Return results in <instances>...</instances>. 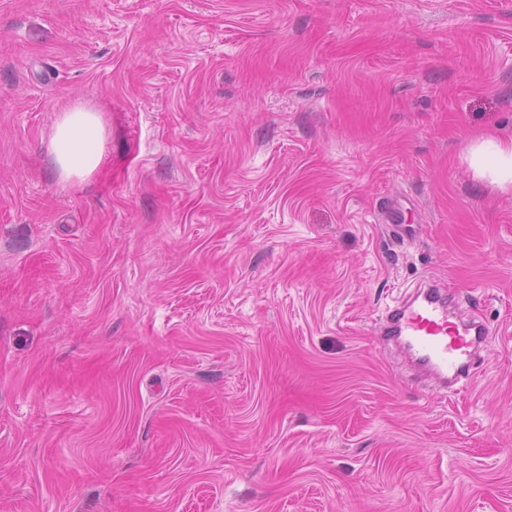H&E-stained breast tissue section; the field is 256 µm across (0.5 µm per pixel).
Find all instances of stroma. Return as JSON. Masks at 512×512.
<instances>
[{"mask_svg":"<svg viewBox=\"0 0 512 512\" xmlns=\"http://www.w3.org/2000/svg\"><path fill=\"white\" fill-rule=\"evenodd\" d=\"M490 136L512 0H0V512H512ZM424 279L493 331L458 392L377 334ZM106 129L99 112L75 103L61 112L49 143L54 169L63 182H82L101 165Z\"/></svg>","mask_w":512,"mask_h":512,"instance_id":"35a3bbf8","label":"stroma"}]
</instances>
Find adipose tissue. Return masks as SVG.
<instances>
[{"label":"adipose tissue","instance_id":"ef3b65f1","mask_svg":"<svg viewBox=\"0 0 512 512\" xmlns=\"http://www.w3.org/2000/svg\"><path fill=\"white\" fill-rule=\"evenodd\" d=\"M106 129L100 113L77 103L61 112L49 143V154L61 181H84L101 165ZM481 174L499 185L512 184V144L487 140L473 152Z\"/></svg>","mask_w":512,"mask_h":512}]
</instances>
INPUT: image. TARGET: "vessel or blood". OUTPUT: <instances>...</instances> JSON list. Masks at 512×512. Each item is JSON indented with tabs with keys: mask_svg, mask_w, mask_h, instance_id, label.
Returning <instances> with one entry per match:
<instances>
[{
	"mask_svg": "<svg viewBox=\"0 0 512 512\" xmlns=\"http://www.w3.org/2000/svg\"><path fill=\"white\" fill-rule=\"evenodd\" d=\"M380 335L435 385L447 388L468 376L471 352L488 341L491 330L476 319H455L451 299L437 285L425 283L389 309Z\"/></svg>",
	"mask_w": 512,
	"mask_h": 512,
	"instance_id": "1",
	"label": "vessel or blood"
}]
</instances>
